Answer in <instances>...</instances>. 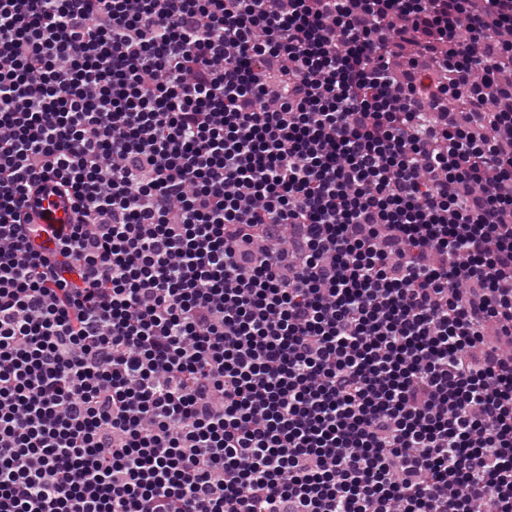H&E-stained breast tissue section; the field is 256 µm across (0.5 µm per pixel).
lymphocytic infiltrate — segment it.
Wrapping results in <instances>:
<instances>
[{"label": "lymphocytic infiltrate", "instance_id": "lymphocytic-infiltrate-1", "mask_svg": "<svg viewBox=\"0 0 512 512\" xmlns=\"http://www.w3.org/2000/svg\"><path fill=\"white\" fill-rule=\"evenodd\" d=\"M490 329L512 0H0V512H512Z\"/></svg>", "mask_w": 512, "mask_h": 512}]
</instances>
